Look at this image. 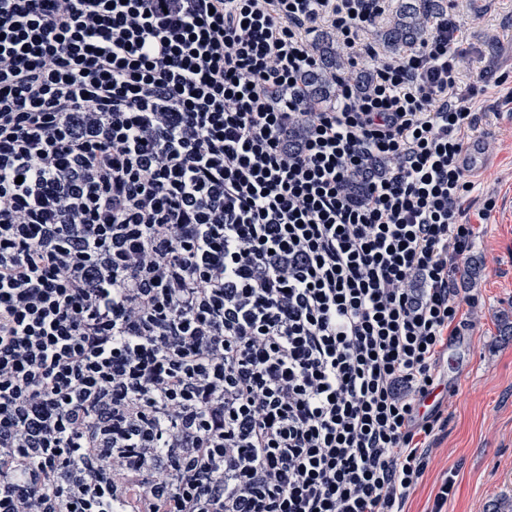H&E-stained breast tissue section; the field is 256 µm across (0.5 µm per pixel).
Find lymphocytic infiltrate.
<instances>
[{
    "instance_id": "obj_1",
    "label": "lymphocytic infiltrate",
    "mask_w": 512,
    "mask_h": 512,
    "mask_svg": "<svg viewBox=\"0 0 512 512\" xmlns=\"http://www.w3.org/2000/svg\"><path fill=\"white\" fill-rule=\"evenodd\" d=\"M390 2L0 0V512H403L489 87ZM438 1L402 0L399 6L398 22L393 27L379 31V40L397 49L405 43L420 38L427 15L443 8Z\"/></svg>"
}]
</instances>
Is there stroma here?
<instances>
[{"mask_svg": "<svg viewBox=\"0 0 512 512\" xmlns=\"http://www.w3.org/2000/svg\"><path fill=\"white\" fill-rule=\"evenodd\" d=\"M467 26L475 50L464 67L466 80L483 75L485 83L512 73V0H491ZM500 29L490 40L491 29ZM493 116L480 123L477 136L488 157L475 174L478 194L492 198L489 219L479 220L471 252L477 270L457 275L460 296H472L467 319L449 345L459 359L452 395L442 410L448 418L428 460L422 482L405 512H431L441 480L453 476L454 491L442 512H495L512 501V104L489 103Z\"/></svg>", "mask_w": 512, "mask_h": 512, "instance_id": "35a3bbf8", "label": "stroma"}]
</instances>
